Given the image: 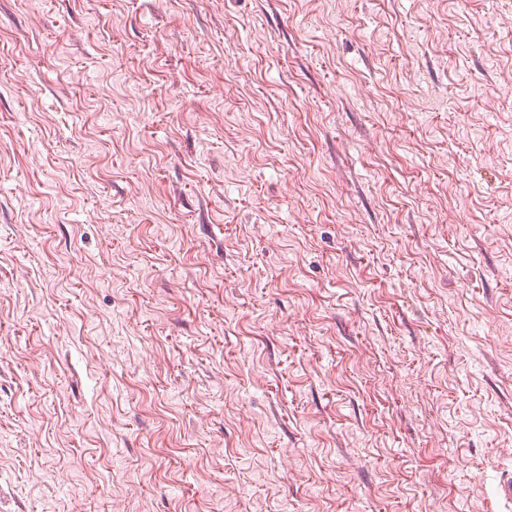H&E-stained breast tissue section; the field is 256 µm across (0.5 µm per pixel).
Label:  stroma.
<instances>
[{
    "label": "stroma",
    "instance_id": "35a3bbf8",
    "mask_svg": "<svg viewBox=\"0 0 512 512\" xmlns=\"http://www.w3.org/2000/svg\"><path fill=\"white\" fill-rule=\"evenodd\" d=\"M512 0H0V512H512Z\"/></svg>",
    "mask_w": 512,
    "mask_h": 512
}]
</instances>
